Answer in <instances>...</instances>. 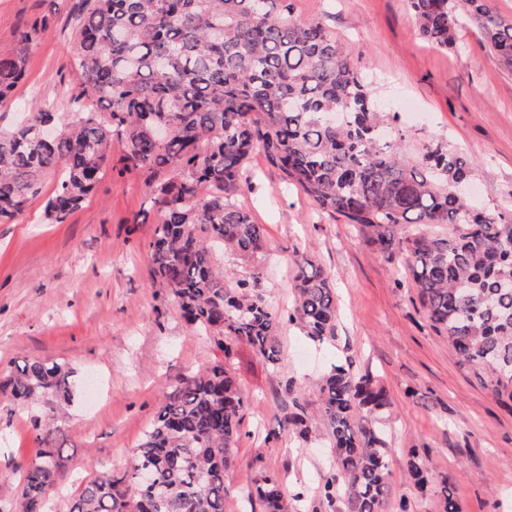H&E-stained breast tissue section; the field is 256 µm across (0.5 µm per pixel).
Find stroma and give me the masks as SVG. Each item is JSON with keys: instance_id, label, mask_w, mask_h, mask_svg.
<instances>
[{"instance_id": "1", "label": "stroma", "mask_w": 512, "mask_h": 512, "mask_svg": "<svg viewBox=\"0 0 512 512\" xmlns=\"http://www.w3.org/2000/svg\"><path fill=\"white\" fill-rule=\"evenodd\" d=\"M82 0H0V54L17 32L48 16L47 36L28 57L25 77L0 106V129L23 113L51 108L65 118L82 93L70 68ZM300 20L324 21L347 44L375 95L407 99L411 115L396 125L403 150L441 144L473 164L474 203L512 202V70L499 64L474 26L458 47L423 39L408 0H294ZM124 144L113 139L107 173L82 208L61 224L45 220L56 185L38 194L14 222L0 224V375L30 361H58L74 370L73 396L55 423L54 446L69 457V475L51 512H67L82 480L122 472L153 420L167 384L215 360L229 359L247 403L235 456L225 473L224 512H250L244 492L257 468L276 472L289 492L288 512H339L320 485L333 459L321 417L316 440L283 433L293 396L315 399L336 362L383 387L391 406L380 417L389 450V505L398 512H443L439 497H422L405 457L417 449L435 482L453 487L459 512H512V408L483 388L435 334L399 260H388L343 219L318 212L298 190L285 188L263 154L248 166L255 186L241 203L262 224L269 243L264 283L280 310L294 303V258L311 255L330 272L338 302L335 336L316 343L293 325L279 335L282 368L271 372L249 346L231 355L190 331L166 288L149 278L148 249L156 222L137 173L122 169ZM141 223H134V215ZM30 405L0 393V512H12L24 468L36 458Z\"/></svg>"}]
</instances>
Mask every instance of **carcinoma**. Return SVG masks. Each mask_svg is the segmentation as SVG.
<instances>
[{"label":"carcinoma","mask_w":512,"mask_h":512,"mask_svg":"<svg viewBox=\"0 0 512 512\" xmlns=\"http://www.w3.org/2000/svg\"><path fill=\"white\" fill-rule=\"evenodd\" d=\"M74 34L83 99L49 142L40 129L50 109L0 130V223L9 224L39 191L43 175L61 170L45 218L61 224L94 192L120 138L124 168L143 179L157 211L149 242L150 278L167 288L187 325L231 356L250 346L276 371L277 332L294 323L314 342L334 336L331 277L296 256V302L288 317L269 303L260 265L238 278L217 252L258 260L263 227L234 197L254 190L246 164L255 152L328 215L357 226L388 259L404 262L431 328L502 404L512 406V206L480 208L458 194L472 164L455 151L425 144L405 156L403 135L379 131L395 119L368 92L369 79L322 21H302L290 0H84ZM419 32L442 48L457 46L460 18L512 69V22L489 0H409ZM49 31L36 19L0 54V103L25 75L31 50ZM169 136L159 143L155 128ZM73 371L64 363H26L0 391L55 409L70 400ZM246 400L227 364L169 386L126 470L100 472L69 512H224V472ZM390 405L367 375L335 364L317 397H294L284 429L311 435V416L327 424L334 452L326 500L345 512H383L387 448L361 415ZM55 416L34 422L39 456L23 471L13 512H44L68 467L50 447ZM410 478L427 494L433 474L411 449ZM244 498L264 512H287L281 478L258 469Z\"/></svg>","instance_id":"cac0c4a2"}]
</instances>
